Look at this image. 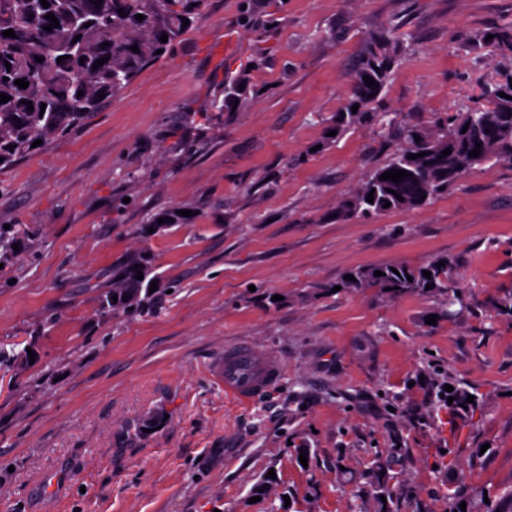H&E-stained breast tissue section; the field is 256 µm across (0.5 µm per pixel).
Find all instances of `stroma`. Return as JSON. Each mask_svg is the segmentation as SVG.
Masks as SVG:
<instances>
[{
  "mask_svg": "<svg viewBox=\"0 0 512 512\" xmlns=\"http://www.w3.org/2000/svg\"><path fill=\"white\" fill-rule=\"evenodd\" d=\"M511 23L512 0H208L120 95L0 171L18 235L0 254V512H383L380 480L402 512H448L457 486L512 489V163L339 222L398 143L330 134L372 32L394 27L405 53L379 111L427 123L512 74L467 44ZM238 77L237 107L209 111ZM173 208L198 217L148 226ZM134 252L150 304L100 316ZM441 257L462 305L342 285ZM235 341L286 366L248 403L211 373ZM438 381L477 407L449 415Z\"/></svg>",
  "mask_w": 512,
  "mask_h": 512,
  "instance_id": "35a3bbf8",
  "label": "stroma"
}]
</instances>
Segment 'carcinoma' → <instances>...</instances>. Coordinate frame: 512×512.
<instances>
[{"instance_id":"obj_1","label":"carcinoma","mask_w":512,"mask_h":512,"mask_svg":"<svg viewBox=\"0 0 512 512\" xmlns=\"http://www.w3.org/2000/svg\"><path fill=\"white\" fill-rule=\"evenodd\" d=\"M0 0V93L10 100L0 104V171L11 167L34 152L31 145L42 141L46 146L66 136L69 131L114 99L138 73L160 58L156 51L169 50L183 32V20L202 11L207 0ZM125 16H120V13ZM52 13L60 26L44 30L51 24L45 15ZM142 14L139 21L135 15ZM12 29L16 37H5ZM168 35L163 43L160 37ZM493 38L486 39L487 35ZM109 46L102 47L103 43ZM475 50L488 49L495 54L512 55V25L478 30L469 38ZM138 46L139 52L131 50ZM64 57L57 62L58 57ZM43 58L37 62L36 58ZM85 61H80V58ZM107 62L92 68L99 59ZM404 55L392 40V30L381 28L367 40L353 68L345 104L336 113V131L355 125L384 124L378 102L392 72ZM11 68H6L5 63ZM375 80L366 85L363 76ZM29 82L25 89L14 81ZM82 96H77V93ZM104 99H99V96ZM34 110H28L26 102ZM46 108H41V105ZM359 105L357 112L351 107ZM420 141H415V136ZM399 147L389 161L370 172L336 206V220L369 218L373 215L420 207L445 193L464 174L491 161L512 162V78L486 86L482 103L457 116L437 118L429 124L403 122L395 129ZM482 146H477V143ZM480 148V155L469 152ZM446 149L451 153L444 156ZM425 153L417 159L412 154ZM388 170H405L410 176L395 183L383 180ZM396 194L389 193V190ZM374 193V202L366 197ZM403 200H398L396 195ZM388 208H383V205ZM164 219L166 224H188L194 217H184L172 209L150 216L149 224ZM435 259L426 267L413 269L388 263L351 271L354 280L345 281L347 288H391L394 294L430 291L447 296L448 305L463 303L448 292V266ZM431 278L423 276V271ZM148 276L147 261L139 254L130 258L112 275V288L101 293V315L139 308L149 299L143 292L144 281L135 279L138 272ZM384 275L376 276L374 272ZM413 281H408V278ZM466 503V510L460 504ZM448 512H512V491L487 504L483 496L454 495L448 499Z\"/></svg>"}]
</instances>
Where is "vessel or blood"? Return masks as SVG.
I'll list each match as a JSON object with an SVG mask.
<instances>
[{"instance_id":"obj_1","label":"vessel or blood","mask_w":512,"mask_h":512,"mask_svg":"<svg viewBox=\"0 0 512 512\" xmlns=\"http://www.w3.org/2000/svg\"><path fill=\"white\" fill-rule=\"evenodd\" d=\"M212 372L223 382L226 395L248 401L281 382L284 362L261 345L238 341L225 346L223 355L215 360Z\"/></svg>"}]
</instances>
